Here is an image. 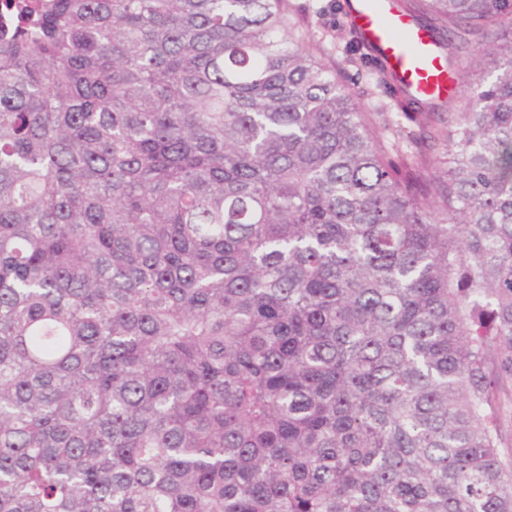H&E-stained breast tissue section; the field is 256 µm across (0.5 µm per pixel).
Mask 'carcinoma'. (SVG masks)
<instances>
[{
	"instance_id": "obj_1",
	"label": "carcinoma",
	"mask_w": 512,
	"mask_h": 512,
	"mask_svg": "<svg viewBox=\"0 0 512 512\" xmlns=\"http://www.w3.org/2000/svg\"><path fill=\"white\" fill-rule=\"evenodd\" d=\"M397 7L476 73L430 166L291 0L14 5L0 512H512V0Z\"/></svg>"
}]
</instances>
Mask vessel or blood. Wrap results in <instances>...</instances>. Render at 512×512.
<instances>
[{
  "instance_id": "1",
  "label": "vessel or blood",
  "mask_w": 512,
  "mask_h": 512,
  "mask_svg": "<svg viewBox=\"0 0 512 512\" xmlns=\"http://www.w3.org/2000/svg\"><path fill=\"white\" fill-rule=\"evenodd\" d=\"M345 6L365 47L414 96L447 97L456 80L440 63L429 31L397 10L393 0H346Z\"/></svg>"
}]
</instances>
